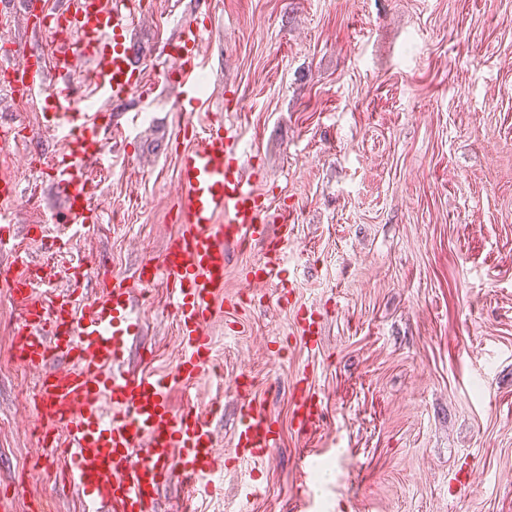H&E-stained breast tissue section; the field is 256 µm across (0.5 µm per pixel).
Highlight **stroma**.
I'll use <instances>...</instances> for the list:
<instances>
[{"label":"stroma","mask_w":512,"mask_h":512,"mask_svg":"<svg viewBox=\"0 0 512 512\" xmlns=\"http://www.w3.org/2000/svg\"><path fill=\"white\" fill-rule=\"evenodd\" d=\"M139 15L128 48L151 108L70 78L82 111L130 133L91 174L88 223L55 221L64 201L47 164L62 135L43 126V96H0V126L18 139L0 166L19 181L0 268L53 256L46 291L79 306L101 293L103 271L135 285L177 231L185 121L233 123L271 215L293 229L279 280L246 278L263 245L230 248L209 325L219 372L171 391L178 409L223 397L211 421L223 489L194 512H512V0H142ZM193 19L208 28L197 103L155 79ZM136 301L141 331L122 367L169 371L179 342L164 284L137 287ZM306 311L321 321L315 350ZM16 326L0 292V497L33 512L54 496L37 476L53 459ZM302 378L323 408L305 438L291 409ZM250 404L270 415L276 446L240 460ZM251 483L261 495L244 496ZM54 498L55 512H86L78 490Z\"/></svg>","instance_id":"1"}]
</instances>
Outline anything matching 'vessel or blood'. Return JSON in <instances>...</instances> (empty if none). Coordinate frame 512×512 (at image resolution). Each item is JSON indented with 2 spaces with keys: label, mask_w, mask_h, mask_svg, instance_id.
Listing matches in <instances>:
<instances>
[{
  "label": "vessel or blood",
  "mask_w": 512,
  "mask_h": 512,
  "mask_svg": "<svg viewBox=\"0 0 512 512\" xmlns=\"http://www.w3.org/2000/svg\"><path fill=\"white\" fill-rule=\"evenodd\" d=\"M24 13L42 36L36 50L22 51L5 82L12 95L29 96L51 87L54 112L48 128L64 133L65 150L53 177L64 199L61 221L86 223L91 210L87 162L102 163L109 139L122 127L101 122L99 113L73 112L70 77L92 64L94 88L120 103L142 84L125 46L133 23L129 0H59L46 16L40 0H25ZM206 27L188 24L173 45L177 71L155 74L157 82H177L184 99L197 100V49ZM56 76L47 85L48 76ZM238 133L218 121L177 157L182 197L175 213L179 226L158 257L142 264L138 285L163 282L181 338V355L165 374H132L115 366L141 329L133 287L113 276L97 298L75 306L70 296L37 295L43 278L0 273L19 310L14 353L22 365L38 369L32 401L39 431L57 435L58 471L47 477L60 489L75 487L101 512H155L160 487L172 480L194 495L213 493L224 461L208 421L213 405L175 410V384L208 375L211 339L206 325L224 293L229 248L266 242L268 249L253 265V280L265 281L283 263L287 224L269 233V208L247 176L238 154ZM299 429L320 419L317 402L293 396ZM276 442L268 414L247 407L241 415L234 452L242 459L266 455Z\"/></svg>",
  "instance_id": "b4317fda"
}]
</instances>
